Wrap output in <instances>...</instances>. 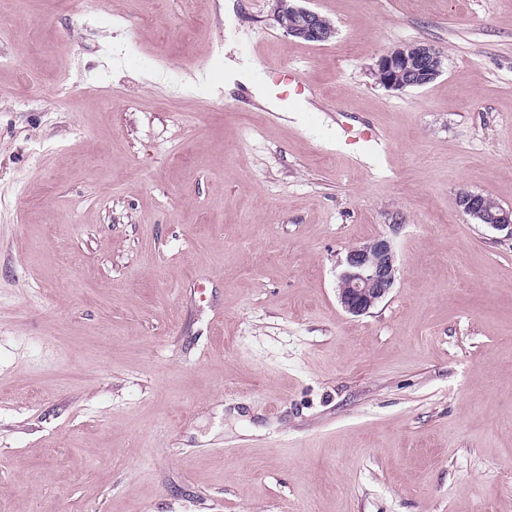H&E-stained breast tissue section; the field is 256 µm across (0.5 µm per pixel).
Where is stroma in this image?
<instances>
[{"instance_id": "stroma-1", "label": "stroma", "mask_w": 512, "mask_h": 512, "mask_svg": "<svg viewBox=\"0 0 512 512\" xmlns=\"http://www.w3.org/2000/svg\"><path fill=\"white\" fill-rule=\"evenodd\" d=\"M297 3L0 0V512H512V0ZM273 2L275 20L289 37L322 43L329 41L334 36V28L322 22L321 14L296 6L291 3L294 0H275ZM442 63L443 56L438 49L410 43L381 55L374 71L383 87L403 90L432 82L440 74ZM458 202L464 215L495 230L507 229L512 236V207L489 203L484 195L470 191L461 192ZM340 266L338 298L353 316L366 314L381 302L393 288L398 273L393 245L385 236L350 248Z\"/></svg>"}]
</instances>
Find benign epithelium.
I'll use <instances>...</instances> for the list:
<instances>
[{
	"mask_svg": "<svg viewBox=\"0 0 512 512\" xmlns=\"http://www.w3.org/2000/svg\"><path fill=\"white\" fill-rule=\"evenodd\" d=\"M275 20L294 39L322 43L335 34L322 22L321 14L293 4V0H274ZM442 53L431 45L410 43L381 55L375 64L378 82L394 90L420 87L432 82L441 72ZM459 206L464 215L495 230L512 235V207L491 203L480 194L463 191ZM398 267L391 241L374 237L350 248L337 275L339 301L346 312L361 316L381 302L396 281Z\"/></svg>",
	"mask_w": 512,
	"mask_h": 512,
	"instance_id": "obj_1",
	"label": "benign epithelium"
}]
</instances>
